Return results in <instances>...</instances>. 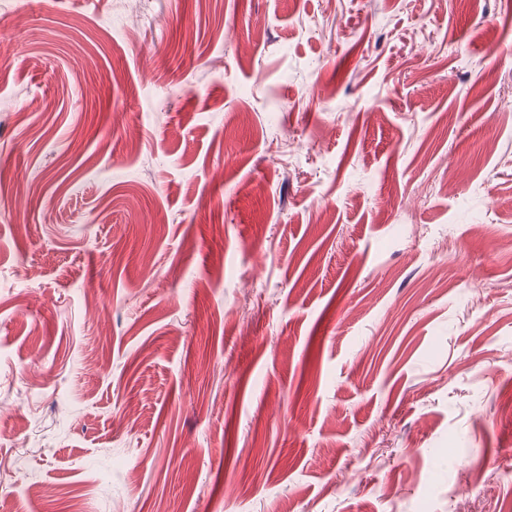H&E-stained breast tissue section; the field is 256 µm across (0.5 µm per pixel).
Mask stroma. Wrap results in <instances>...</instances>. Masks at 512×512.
<instances>
[{
  "label": "stroma",
  "instance_id": "stroma-1",
  "mask_svg": "<svg viewBox=\"0 0 512 512\" xmlns=\"http://www.w3.org/2000/svg\"><path fill=\"white\" fill-rule=\"evenodd\" d=\"M508 394L512 0H0V512H455Z\"/></svg>",
  "mask_w": 512,
  "mask_h": 512
}]
</instances>
